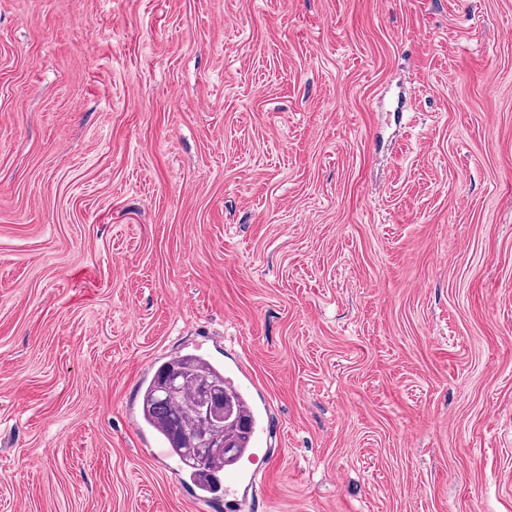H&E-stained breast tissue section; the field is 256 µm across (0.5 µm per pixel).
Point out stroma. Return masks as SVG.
<instances>
[{"mask_svg": "<svg viewBox=\"0 0 512 512\" xmlns=\"http://www.w3.org/2000/svg\"><path fill=\"white\" fill-rule=\"evenodd\" d=\"M197 346L241 512H512V0H0V512H222L134 412Z\"/></svg>", "mask_w": 512, "mask_h": 512, "instance_id": "stroma-1", "label": "stroma"}]
</instances>
